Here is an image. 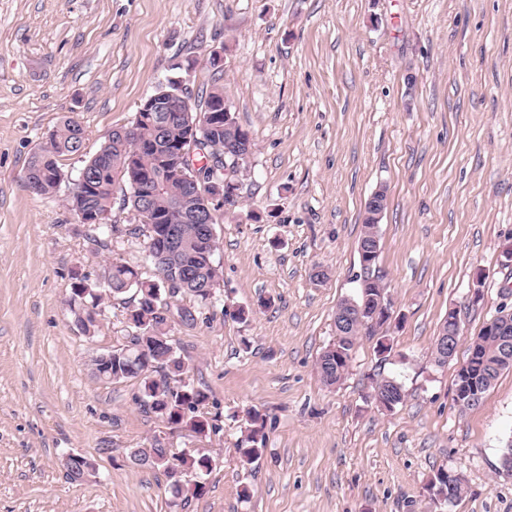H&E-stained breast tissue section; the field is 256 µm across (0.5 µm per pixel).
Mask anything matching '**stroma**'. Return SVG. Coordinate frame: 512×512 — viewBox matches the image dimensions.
<instances>
[{"label": "stroma", "mask_w": 512, "mask_h": 512, "mask_svg": "<svg viewBox=\"0 0 512 512\" xmlns=\"http://www.w3.org/2000/svg\"><path fill=\"white\" fill-rule=\"evenodd\" d=\"M218 66H211L213 56ZM223 88L254 151L219 212L216 307L173 323L184 380L206 389L217 434L143 412L135 379L91 358L129 332L124 296L93 337L76 277L120 262L150 276L132 211L97 249L65 207L81 168L159 89ZM85 131L56 194L29 189L33 152L64 118ZM386 189L376 272L391 301L344 378L320 353L356 297L364 206ZM328 276L317 281L314 266ZM512 310V0H0V512H426L439 466L460 470L443 512H512V369L463 412L454 379L499 308ZM462 334L434 361L449 311ZM393 378L406 397L375 399ZM264 452L240 461L248 413ZM160 442L213 458L206 491L174 505L162 471L130 462ZM91 459L69 481L68 455ZM249 498H242V488Z\"/></svg>", "instance_id": "stroma-1"}]
</instances>
